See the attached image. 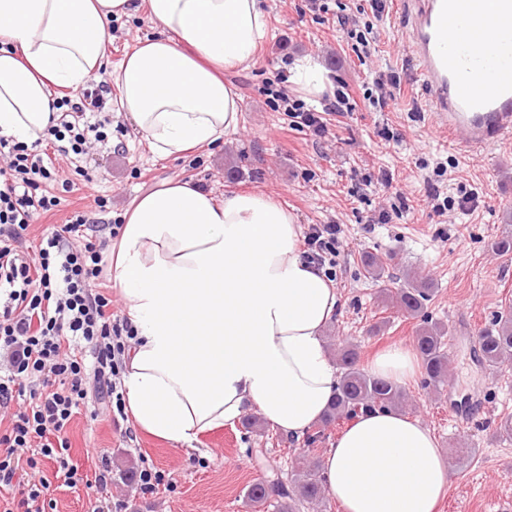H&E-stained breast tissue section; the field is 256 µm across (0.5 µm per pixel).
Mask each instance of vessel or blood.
<instances>
[{
    "instance_id": "1",
    "label": "vessel or blood",
    "mask_w": 512,
    "mask_h": 512,
    "mask_svg": "<svg viewBox=\"0 0 512 512\" xmlns=\"http://www.w3.org/2000/svg\"><path fill=\"white\" fill-rule=\"evenodd\" d=\"M434 121L477 151L512 135V0H400ZM485 29H477L476 20ZM493 34L492 50L481 42Z\"/></svg>"
}]
</instances>
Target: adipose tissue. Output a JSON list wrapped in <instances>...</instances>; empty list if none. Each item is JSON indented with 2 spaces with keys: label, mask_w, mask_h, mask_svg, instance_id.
Returning a JSON list of instances; mask_svg holds the SVG:
<instances>
[{
  "label": "adipose tissue",
  "mask_w": 512,
  "mask_h": 512,
  "mask_svg": "<svg viewBox=\"0 0 512 512\" xmlns=\"http://www.w3.org/2000/svg\"><path fill=\"white\" fill-rule=\"evenodd\" d=\"M140 14L156 34L112 82L150 152L180 158L235 132L241 99L224 74L249 67L266 39L261 0H0V136L43 138L55 99L107 66L113 20ZM122 219L108 275L137 332L122 377L135 426L186 446L253 410L285 436L310 430L336 392L324 332L341 302L304 259L296 216L262 192L219 198L177 179ZM367 371L402 386L418 357L393 345ZM322 470L344 512H436L450 484L430 429L389 409L351 422Z\"/></svg>",
  "instance_id": "obj_1"
}]
</instances>
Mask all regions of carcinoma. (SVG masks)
<instances>
[{"mask_svg":"<svg viewBox=\"0 0 512 512\" xmlns=\"http://www.w3.org/2000/svg\"><path fill=\"white\" fill-rule=\"evenodd\" d=\"M366 274L383 281L384 261L374 255L363 259ZM386 295L395 302L403 314L419 315L432 299L434 288L431 279L417 271L406 275L404 284L389 289ZM445 326L438 322L424 321L416 335V349L424 369L423 388L440 392L447 382L448 354L445 351ZM477 353L484 366L500 368L512 364V310L500 313L493 323L482 329L476 337ZM337 360L340 367L336 395L324 415L318 430L307 435L309 449L302 454L303 466L292 475L289 482L260 480L250 485L246 502L250 507L264 505L270 499L279 504V512H299L300 509L318 505L325 499L326 486L318 460L308 458L310 448L325 439V431L341 419H353L372 408L393 409L404 402L403 389L378 379L360 366L357 348L346 342L339 343Z\"/></svg>","mask_w":512,"mask_h":512,"instance_id":"1","label":"carcinoma"}]
</instances>
